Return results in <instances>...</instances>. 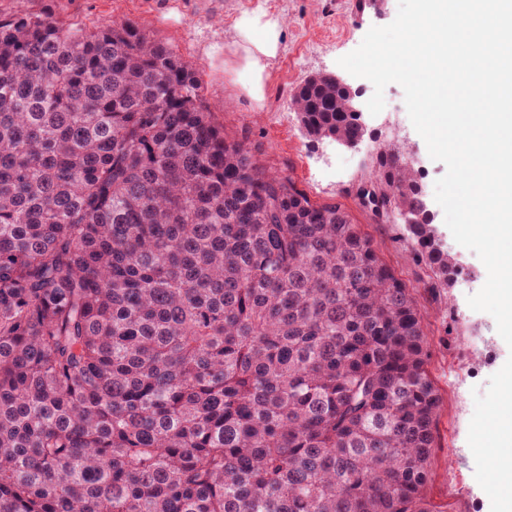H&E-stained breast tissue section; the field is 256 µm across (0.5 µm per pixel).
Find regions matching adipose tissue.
<instances>
[{
    "mask_svg": "<svg viewBox=\"0 0 512 512\" xmlns=\"http://www.w3.org/2000/svg\"><path fill=\"white\" fill-rule=\"evenodd\" d=\"M235 34V62L249 76L247 93L254 101H262L269 66L281 49L282 27L277 18L260 10L243 14L235 24Z\"/></svg>",
    "mask_w": 512,
    "mask_h": 512,
    "instance_id": "ef3b65f1",
    "label": "adipose tissue"
}]
</instances>
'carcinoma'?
<instances>
[{"label": "carcinoma", "mask_w": 512, "mask_h": 512, "mask_svg": "<svg viewBox=\"0 0 512 512\" xmlns=\"http://www.w3.org/2000/svg\"><path fill=\"white\" fill-rule=\"evenodd\" d=\"M348 96L316 73L290 102L342 145ZM260 153L139 25L0 13V512H429L416 299ZM357 193L450 287L406 149Z\"/></svg>", "instance_id": "cac0c4a2"}]
</instances>
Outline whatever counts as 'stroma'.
<instances>
[{"mask_svg":"<svg viewBox=\"0 0 512 512\" xmlns=\"http://www.w3.org/2000/svg\"><path fill=\"white\" fill-rule=\"evenodd\" d=\"M264 10L283 29L281 51L270 66L264 103L255 106L244 89L245 73L224 66L235 46L234 22L242 13ZM398 0H380L374 9L355 0H0V12L49 13L89 27L133 22L171 46L200 79L206 102L226 135L261 143L260 160L287 172L311 201L342 203L374 243L381 260L414 288L429 339L428 370L443 398L436 419L435 448L424 497L430 512H490V500L475 479V461L467 442L474 392H486L490 377L512 356L494 318L472 310L469 295L485 283L486 268L477 255L457 244L434 199V184L446 172L432 160L414 129L401 86L384 90L385 107L365 115L371 139L398 137L417 148L421 185L434 224L449 252L465 270L443 293L421 290V266L411 258L412 243L398 223L377 224L362 209L356 188L368 175L366 150H350L332 141L307 139L290 107V92L307 76L331 73L348 83L366 105L374 93L370 81L339 66L371 26L396 17Z\"/></svg>","mask_w":512,"mask_h":512,"instance_id":"1","label":"stroma"}]
</instances>
